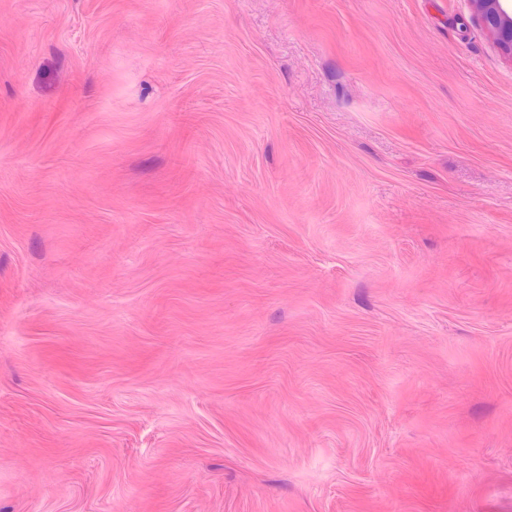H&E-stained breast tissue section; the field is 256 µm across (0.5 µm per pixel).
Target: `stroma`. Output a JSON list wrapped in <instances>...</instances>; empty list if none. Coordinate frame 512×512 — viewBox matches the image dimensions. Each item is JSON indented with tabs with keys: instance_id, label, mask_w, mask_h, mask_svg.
I'll use <instances>...</instances> for the list:
<instances>
[{
	"instance_id": "35a3bbf8",
	"label": "stroma",
	"mask_w": 512,
	"mask_h": 512,
	"mask_svg": "<svg viewBox=\"0 0 512 512\" xmlns=\"http://www.w3.org/2000/svg\"><path fill=\"white\" fill-rule=\"evenodd\" d=\"M472 13L0 0V512H512Z\"/></svg>"
}]
</instances>
